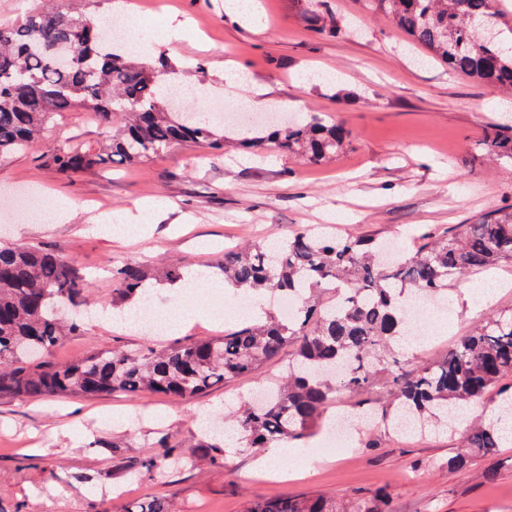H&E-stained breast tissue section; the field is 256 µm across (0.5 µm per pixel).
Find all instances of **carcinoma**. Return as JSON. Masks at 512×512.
Returning <instances> with one entry per match:
<instances>
[{
    "label": "carcinoma",
    "instance_id": "1",
    "mask_svg": "<svg viewBox=\"0 0 512 512\" xmlns=\"http://www.w3.org/2000/svg\"><path fill=\"white\" fill-rule=\"evenodd\" d=\"M34 6L19 22L0 23V159L39 142L59 112H93L103 141L50 150L48 160L62 172L112 163L143 162L180 144L224 150L217 133L224 121L209 113L176 112L178 86L171 68L131 59L132 52L108 42L92 14L74 15L64 0ZM503 0H362L366 11L381 12L411 47L448 72L512 95V50L476 34L488 19L501 23ZM316 31L332 37L345 26L314 16ZM259 134L239 140L248 150L275 148L308 164L336 156L351 137L342 123L317 112L303 119L254 126ZM484 156L512 163V125L486 127ZM386 240L300 231L272 248L256 242L224 252V284L248 295H295L294 319L271 316L241 324L224 336L137 352L102 347L74 363L53 364L49 352L81 331V306L90 283L74 266L45 246L0 244V396L39 399L94 397L112 392L192 398L214 385L253 372L292 348L287 374L232 416L250 448L304 441L316 430L329 404L343 393H363L385 374L392 382V411L423 425H448L466 407L483 401L512 374V311L489 312L460 337L441 360L413 373L403 371L398 349L409 332V296L445 300L448 282L471 272L512 262V206L492 211L450 235L428 237L415 254L389 256ZM154 272L140 262L112 269V302L141 308ZM348 300L320 302L331 283ZM501 419L471 423L460 451L448 466L465 468L469 453L501 447ZM198 456L224 465V433L206 430L197 439ZM196 456V457H198ZM196 457L175 444L162 445L124 467L153 473L160 460L187 468ZM390 492L380 490L358 503L324 497L268 498L248 512H389Z\"/></svg>",
    "mask_w": 512,
    "mask_h": 512
}]
</instances>
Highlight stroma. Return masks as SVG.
<instances>
[{
  "label": "stroma",
  "mask_w": 512,
  "mask_h": 512,
  "mask_svg": "<svg viewBox=\"0 0 512 512\" xmlns=\"http://www.w3.org/2000/svg\"><path fill=\"white\" fill-rule=\"evenodd\" d=\"M317 1L254 0V24L227 14L225 0H127L142 29L173 31L162 45L135 39L139 59L165 57L177 80H204L196 110L244 112L258 93L284 112H319L351 132L337 157L308 165L277 152L176 145L140 163L64 173L48 150L101 139L93 116L74 111L57 115L41 144L0 160V242L50 247L91 281L83 332L57 346L51 362L103 346H175L232 328L207 317L147 339L110 326L112 268L123 261L214 270L225 250L305 228L395 239L412 253L425 232L512 204V165L486 163L478 147L486 125L512 118V99L439 63L414 64L405 36L382 15L362 13L358 0H321L355 33L314 32ZM64 202L76 216L45 223V211ZM118 219L141 225V236L119 242L93 230ZM201 239L209 243L203 252ZM447 294V307L432 316L436 336L407 353L408 367L443 357L486 310L512 311V263L449 282ZM288 359L281 353L190 400L122 392L0 400V512H122L144 499L169 501L177 512H247L262 498L355 499L384 489L393 512H512V444L449 467L458 435L402 434L382 419L384 375L367 397L344 394L328 407L331 420L365 418L346 432L342 450L324 453L328 433L316 432L306 446L319 461L294 465L287 478L257 470L262 450L242 444L227 449L222 469L202 462L161 476L123 472L125 461L158 453L159 443L188 445L199 420L240 406ZM487 469L494 482L482 479Z\"/></svg>",
  "instance_id": "35a3bbf8"
}]
</instances>
